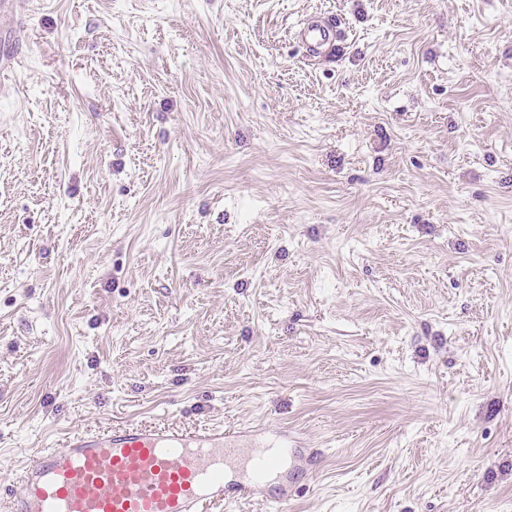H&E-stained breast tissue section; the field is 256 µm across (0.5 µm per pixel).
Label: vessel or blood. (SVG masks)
I'll return each instance as SVG.
<instances>
[{"label":"vessel or blood","mask_w":512,"mask_h":512,"mask_svg":"<svg viewBox=\"0 0 512 512\" xmlns=\"http://www.w3.org/2000/svg\"><path fill=\"white\" fill-rule=\"evenodd\" d=\"M296 39L311 55L330 50L336 26L300 21ZM320 457L279 432L256 448L241 431L113 427L69 433L38 450L17 478H0L10 512H228L255 499L282 503Z\"/></svg>","instance_id":"1"}]
</instances>
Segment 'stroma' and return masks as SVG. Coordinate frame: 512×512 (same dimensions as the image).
Here are the masks:
<instances>
[{"label":"stroma","mask_w":512,"mask_h":512,"mask_svg":"<svg viewBox=\"0 0 512 512\" xmlns=\"http://www.w3.org/2000/svg\"><path fill=\"white\" fill-rule=\"evenodd\" d=\"M9 26L0 474L73 431L223 425L319 453L288 512H512V0ZM336 25L326 17L300 21L296 39L311 55H322L336 42Z\"/></svg>","instance_id":"stroma-1"}]
</instances>
